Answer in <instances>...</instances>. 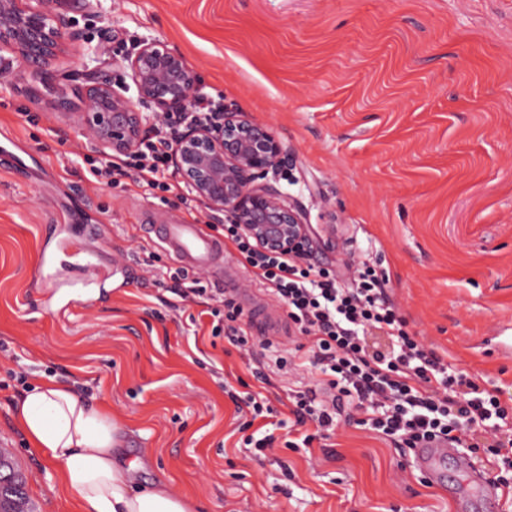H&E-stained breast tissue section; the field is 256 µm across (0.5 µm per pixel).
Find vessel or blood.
I'll return each instance as SVG.
<instances>
[{
    "instance_id": "obj_1",
    "label": "vessel or blood",
    "mask_w": 512,
    "mask_h": 512,
    "mask_svg": "<svg viewBox=\"0 0 512 512\" xmlns=\"http://www.w3.org/2000/svg\"><path fill=\"white\" fill-rule=\"evenodd\" d=\"M141 231L147 238L155 241L185 272H207L218 282L223 283L226 290L234 289L232 280L227 279L224 272V243L210 234L204 225L186 221L168 224L149 223L142 225ZM60 249L74 258L77 266L82 269L95 273L99 267L97 252L82 248L68 240L61 242ZM239 297L254 331L265 335L281 331L282 316L272 315L269 306L253 292H239ZM447 460L448 448L443 443L418 449L415 456L416 463L431 472L437 485L453 497L457 495L459 485L457 481L446 478ZM455 466L457 471L465 476L467 483L483 487L489 512H499L503 495L498 488L486 483L480 472L474 469L468 460H456Z\"/></svg>"
}]
</instances>
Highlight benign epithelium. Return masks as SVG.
Here are the masks:
<instances>
[{"mask_svg": "<svg viewBox=\"0 0 512 512\" xmlns=\"http://www.w3.org/2000/svg\"><path fill=\"white\" fill-rule=\"evenodd\" d=\"M62 0H0V50L18 54L47 81L49 67L78 39L60 11ZM138 102L159 114L179 112L188 119L175 140L171 163L195 195L230 224L271 252L299 249L308 227L299 202L279 185L281 173L296 162L295 151L264 125L242 112L224 109L209 122L189 118L199 95L198 75L178 53L151 40L124 58ZM56 108L71 111L68 95L78 98V126L94 139L101 156L133 152L143 138L146 116L100 68L68 80Z\"/></svg>", "mask_w": 512, "mask_h": 512, "instance_id": "1", "label": "benign epithelium"}]
</instances>
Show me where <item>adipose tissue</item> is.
Segmentation results:
<instances>
[{
	"mask_svg": "<svg viewBox=\"0 0 512 512\" xmlns=\"http://www.w3.org/2000/svg\"><path fill=\"white\" fill-rule=\"evenodd\" d=\"M14 418L53 470L50 491L76 512H195L166 479L136 485L119 424L72 388L44 382L16 405Z\"/></svg>",
	"mask_w": 512,
	"mask_h": 512,
	"instance_id": "adipose-tissue-1",
	"label": "adipose tissue"
}]
</instances>
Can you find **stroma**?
<instances>
[{
	"instance_id": "obj_1",
	"label": "stroma",
	"mask_w": 512,
	"mask_h": 512,
	"mask_svg": "<svg viewBox=\"0 0 512 512\" xmlns=\"http://www.w3.org/2000/svg\"><path fill=\"white\" fill-rule=\"evenodd\" d=\"M81 35L54 73L101 67L156 40L179 53L204 96L247 113L297 154L281 180L302 206L315 261L349 280L358 259L389 274L411 332L488 389L512 395V0H67ZM27 66L0 73V132L23 176L0 167V446L34 512H72L11 411L14 380L74 387L125 428L141 482L170 478L199 512H479L473 489L449 499L377 433L339 424L309 450L261 458L241 444L248 414L225 384L264 389L288 419L303 367L267 383L224 337L209 297L169 306L176 263L141 225L220 224L205 204L92 180L78 157L91 136L40 100ZM83 210L107 243L101 271L133 263L110 299L44 266L53 225Z\"/></svg>"
}]
</instances>
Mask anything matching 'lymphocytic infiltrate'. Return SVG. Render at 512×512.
<instances>
[{"label":"lymphocytic infiltrate","mask_w":512,"mask_h":512,"mask_svg":"<svg viewBox=\"0 0 512 512\" xmlns=\"http://www.w3.org/2000/svg\"><path fill=\"white\" fill-rule=\"evenodd\" d=\"M179 128V117L168 116L165 127L144 136L133 152L98 164L87 156L83 162L97 183L127 178L148 193H170L189 202V187L170 168L169 141ZM221 231L243 266L285 304L290 325L308 342L303 357L320 374L316 387L289 398L294 423L303 432L286 438V448H307L314 438L328 437L354 408L363 413L361 426L402 450L445 440L475 457L480 448L473 436L483 429L493 436L492 467L512 468V406L410 334L387 295L385 271L362 262L345 284L335 270L312 263L308 252L266 251L234 224ZM218 301L230 344L271 348L270 338L249 334L234 298L222 295ZM374 331L389 340L388 351L369 350L367 337ZM310 423L315 433H306Z\"/></svg>","instance_id":"lymphocytic-infiltrate-1"}]
</instances>
